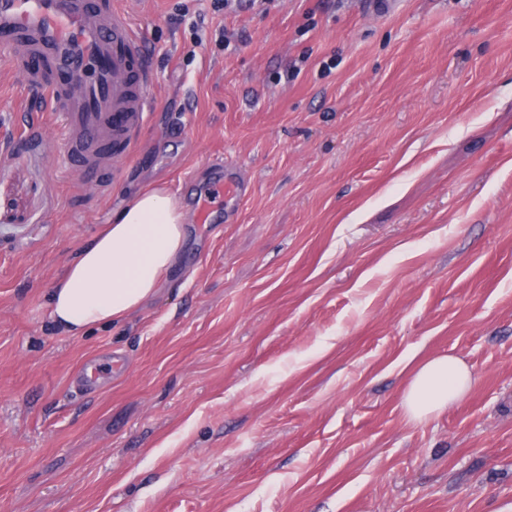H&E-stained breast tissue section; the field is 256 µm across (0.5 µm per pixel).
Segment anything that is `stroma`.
Here are the masks:
<instances>
[{
    "instance_id": "stroma-1",
    "label": "stroma",
    "mask_w": 512,
    "mask_h": 512,
    "mask_svg": "<svg viewBox=\"0 0 512 512\" xmlns=\"http://www.w3.org/2000/svg\"><path fill=\"white\" fill-rule=\"evenodd\" d=\"M118 2L155 108L102 195L0 48V512L512 502V0ZM218 162L251 187L202 224ZM157 181L187 216L177 265L66 334L55 282ZM445 351L474 389L409 422L405 361Z\"/></svg>"
}]
</instances>
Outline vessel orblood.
<instances>
[{"label": "vessel or blood", "mask_w": 512, "mask_h": 512, "mask_svg": "<svg viewBox=\"0 0 512 512\" xmlns=\"http://www.w3.org/2000/svg\"><path fill=\"white\" fill-rule=\"evenodd\" d=\"M0 41L13 46L12 70L59 116L66 171L107 190L103 172L129 154L152 106V70L129 16L116 0H0ZM44 54L67 86L29 69ZM215 192L231 207L247 183L230 173Z\"/></svg>", "instance_id": "b4317fda"}]
</instances>
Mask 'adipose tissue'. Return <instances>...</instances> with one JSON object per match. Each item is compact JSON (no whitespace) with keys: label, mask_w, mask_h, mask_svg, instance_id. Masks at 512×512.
<instances>
[{"label":"adipose tissue","mask_w":512,"mask_h":512,"mask_svg":"<svg viewBox=\"0 0 512 512\" xmlns=\"http://www.w3.org/2000/svg\"><path fill=\"white\" fill-rule=\"evenodd\" d=\"M185 241V212L163 183L138 192L85 243L50 296V316L72 336L124 320L151 300ZM402 394L406 417L421 422L461 402L475 377L453 353L409 360Z\"/></svg>","instance_id":"obj_1"}]
</instances>
